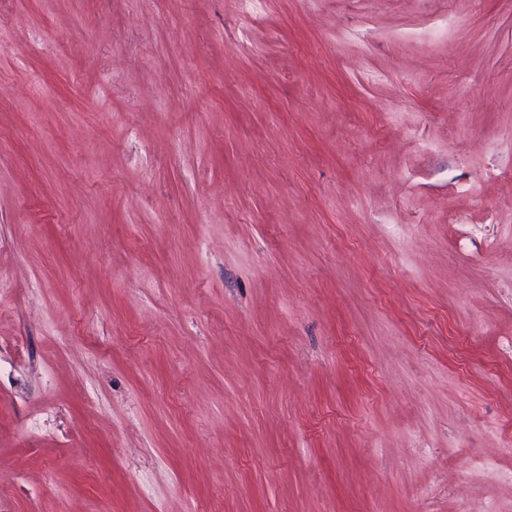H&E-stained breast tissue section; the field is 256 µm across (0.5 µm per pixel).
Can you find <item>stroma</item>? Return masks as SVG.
Returning a JSON list of instances; mask_svg holds the SVG:
<instances>
[{
	"mask_svg": "<svg viewBox=\"0 0 512 512\" xmlns=\"http://www.w3.org/2000/svg\"><path fill=\"white\" fill-rule=\"evenodd\" d=\"M512 512V0H0V512Z\"/></svg>",
	"mask_w": 512,
	"mask_h": 512,
	"instance_id": "stroma-1",
	"label": "stroma"
}]
</instances>
